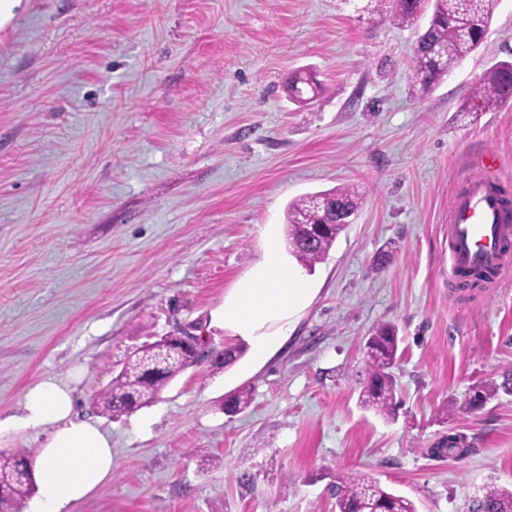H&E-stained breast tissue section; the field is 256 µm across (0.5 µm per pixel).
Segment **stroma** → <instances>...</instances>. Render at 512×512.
<instances>
[{"instance_id": "stroma-1", "label": "stroma", "mask_w": 512, "mask_h": 512, "mask_svg": "<svg viewBox=\"0 0 512 512\" xmlns=\"http://www.w3.org/2000/svg\"><path fill=\"white\" fill-rule=\"evenodd\" d=\"M427 17L394 0H25L0 34V419L54 379L112 440V479L73 512H336L338 477L418 512H474L512 488V395L471 410L512 367V273L459 291L448 211L488 151L512 198V106L462 112L512 59V0L432 91L412 70ZM323 90L293 103L290 72ZM351 186L358 216L305 272L314 291L263 366L225 328V297L302 195ZM392 260L376 266L387 244ZM399 329L400 403H358L365 336ZM180 329L231 365L191 367L112 418V363ZM252 393L234 415L224 398ZM466 438L463 459L429 448Z\"/></svg>"}]
</instances>
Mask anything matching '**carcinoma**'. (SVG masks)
Listing matches in <instances>:
<instances>
[{
	"instance_id": "1",
	"label": "carcinoma",
	"mask_w": 512,
	"mask_h": 512,
	"mask_svg": "<svg viewBox=\"0 0 512 512\" xmlns=\"http://www.w3.org/2000/svg\"><path fill=\"white\" fill-rule=\"evenodd\" d=\"M498 0H474L466 8L465 0H395V18L402 24L413 23L432 10L428 27L419 37L414 52V74L423 91L433 89L461 61L481 44L493 18ZM317 91L313 77L301 72L293 77L290 90L299 103L312 98L302 96L298 84ZM512 102V61H499L479 79L472 94L460 107L462 112L497 110ZM359 196L351 187L308 193L288 204L285 214L286 237L290 252L305 268L320 263L346 229L342 219L354 215ZM361 404L375 413L391 417L395 413L396 382L392 368L398 359V330L383 324L372 330L365 342ZM156 353L153 343L129 352L122 366H112V379L95 398L98 413L119 417L154 402L167 385L187 368L202 361L197 342L177 344L159 365L151 364ZM512 395V368L499 383L491 382L473 389L469 403L482 405L499 396ZM465 439L432 450L437 457L455 459L468 454ZM35 454L0 452V512H22L35 488L32 462ZM337 512H417L409 498L393 493L377 481L345 476L336 483ZM475 512H512V489L490 486L485 489Z\"/></svg>"
}]
</instances>
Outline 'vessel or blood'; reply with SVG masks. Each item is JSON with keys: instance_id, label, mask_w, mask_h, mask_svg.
Instances as JSON below:
<instances>
[{"instance_id": "b4317fda", "label": "vessel or blood", "mask_w": 512, "mask_h": 512, "mask_svg": "<svg viewBox=\"0 0 512 512\" xmlns=\"http://www.w3.org/2000/svg\"><path fill=\"white\" fill-rule=\"evenodd\" d=\"M495 165V157H488L485 174L475 176L453 199L448 219L450 274L467 269L500 276L507 269L503 245L512 239V207L487 174Z\"/></svg>"}]
</instances>
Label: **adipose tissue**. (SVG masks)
<instances>
[{
  "label": "adipose tissue",
  "mask_w": 512,
  "mask_h": 512,
  "mask_svg": "<svg viewBox=\"0 0 512 512\" xmlns=\"http://www.w3.org/2000/svg\"><path fill=\"white\" fill-rule=\"evenodd\" d=\"M311 298L303 274L285 262L276 236L269 233L260 259L225 300L224 323L251 340L262 363L290 338ZM20 429L45 433L35 462L44 493L31 512H70L111 480V439L77 417L70 385L48 379L30 388L23 416L0 421V437Z\"/></svg>",
  "instance_id": "obj_1"
}]
</instances>
